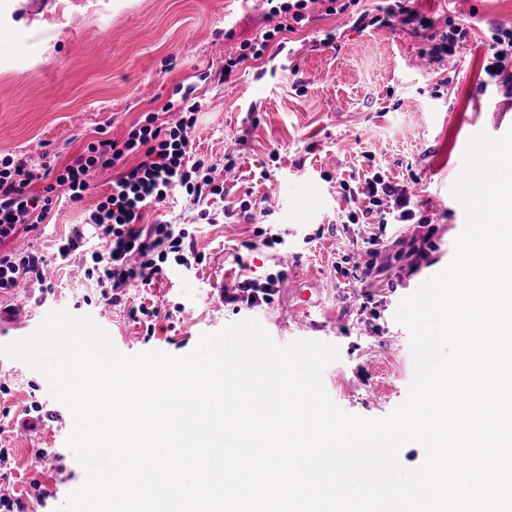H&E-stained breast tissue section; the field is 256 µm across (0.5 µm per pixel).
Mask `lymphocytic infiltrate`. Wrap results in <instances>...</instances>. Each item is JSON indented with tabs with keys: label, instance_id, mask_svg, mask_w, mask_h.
I'll use <instances>...</instances> for the list:
<instances>
[{
	"label": "lymphocytic infiltrate",
	"instance_id": "1",
	"mask_svg": "<svg viewBox=\"0 0 512 512\" xmlns=\"http://www.w3.org/2000/svg\"><path fill=\"white\" fill-rule=\"evenodd\" d=\"M316 3L325 14L343 15L353 13L360 0H280L268 9L277 25L256 41L242 43L237 54L225 59V73L261 58L269 47L284 50L283 34L309 22ZM385 12L401 24H415L427 31L431 43L427 53L434 58L455 54L466 36L454 20L441 23L420 16L408 0H391ZM196 91L195 83H179L160 112L143 114L121 137L99 129L97 137L68 161L48 153L37 164L13 154L0 158V294L22 285L49 293L48 269L75 261L84 264L87 279L100 288L105 305L117 306L125 302L132 282L148 286L163 274L167 260L190 266L195 248L187 241V231L175 230L170 224H146L142 217L178 193L197 201L224 192L213 177L214 166L190 157L189 135L199 112ZM111 169L116 172L111 191L90 210L84 228H73L55 253L47 256L10 247L22 225L44 222L56 194L80 203L91 189L90 173ZM362 194L366 204L360 210L361 219L374 232L368 238L369 249L357 255L353 269L357 282L377 288L387 279L394 260L408 255L414 266L428 262L435 249L436 229L428 218H415L407 197L381 174L366 178ZM406 223L413 226L411 239H394L387 252L376 249L380 231ZM283 278L280 271L257 277L240 274L225 286L223 299L248 309L271 304Z\"/></svg>",
	"mask_w": 512,
	"mask_h": 512
}]
</instances>
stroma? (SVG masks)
<instances>
[{"mask_svg": "<svg viewBox=\"0 0 512 512\" xmlns=\"http://www.w3.org/2000/svg\"><path fill=\"white\" fill-rule=\"evenodd\" d=\"M381 5L371 0L365 26L314 12L306 27L288 34L287 51L269 48L229 77L199 84L192 151L215 165L224 193L196 204L174 196L142 221L184 228L202 263L168 262L150 287L132 289L126 305L104 307L94 302L98 288L71 262L53 270V293L29 299L20 317L37 326L49 311L88 316L125 341L129 354L179 356L201 334L253 319L280 345H337L339 360L322 374L332 400L366 418L391 413L413 375L409 333L395 311L453 257L465 216L450 188L469 139L512 129V73L488 76L486 39L491 26L512 28V0H416L424 14L462 19L468 31L455 56L427 68L421 36L381 22ZM271 25L264 0H0V154L36 160L50 151L66 161L99 128L123 136L177 83L205 70L216 74L241 42ZM328 30L336 42L326 47L319 37ZM375 172L408 189L417 216L432 217L438 249L415 271L402 259L389 272L394 290L369 299L339 267L366 248L362 225L349 215ZM112 177L93 175L83 202L58 201L42 224L20 230L18 243L53 252L110 191ZM258 229L279 245L248 250ZM244 264L259 274L281 269L312 280L316 305L300 312L284 285L271 305L233 310L221 289ZM139 305L157 309L153 329L132 320L129 309ZM1 384L0 445L13 450L10 482L22 494L39 480L49 495L38 512H56V484L83 482L84 471L70 454L62 471L40 470L31 451L69 435L72 414L20 360L0 356ZM34 401L57 418L28 432L23 411Z\"/></svg>", "mask_w": 512, "mask_h": 512, "instance_id": "stroma-1", "label": "stroma"}]
</instances>
